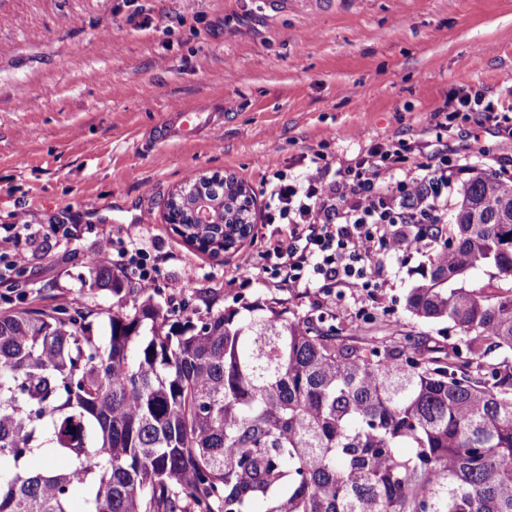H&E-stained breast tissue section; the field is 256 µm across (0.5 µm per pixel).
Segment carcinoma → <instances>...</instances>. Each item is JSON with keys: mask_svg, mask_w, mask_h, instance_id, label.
Instances as JSON below:
<instances>
[{"mask_svg": "<svg viewBox=\"0 0 512 512\" xmlns=\"http://www.w3.org/2000/svg\"><path fill=\"white\" fill-rule=\"evenodd\" d=\"M187 188L185 242L249 236L232 185ZM454 210L406 306L464 351L271 303L166 309L104 255L112 307L1 310L0 512H512V180L471 169ZM480 265L496 280L459 285Z\"/></svg>", "mask_w": 512, "mask_h": 512, "instance_id": "carcinoma-1", "label": "carcinoma"}]
</instances>
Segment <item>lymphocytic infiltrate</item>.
Listing matches in <instances>:
<instances>
[{"label":"lymphocytic infiltrate","mask_w":512,"mask_h":512,"mask_svg":"<svg viewBox=\"0 0 512 512\" xmlns=\"http://www.w3.org/2000/svg\"><path fill=\"white\" fill-rule=\"evenodd\" d=\"M410 150L394 135L354 164L332 167L316 151L309 157L315 175L274 176L265 189L268 246L259 262L236 268L231 284L246 288L270 273L298 296L336 309L352 290L358 313H370L382 286L381 257L428 249L443 232L448 191L464 171L444 148L406 168ZM100 251L115 253L117 267L140 286L154 287L155 270L140 242L119 245L107 238Z\"/></svg>","instance_id":"lymphocytic-infiltrate-1"}]
</instances>
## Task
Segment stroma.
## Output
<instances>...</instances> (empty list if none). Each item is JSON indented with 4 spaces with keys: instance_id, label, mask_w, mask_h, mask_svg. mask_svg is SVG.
Returning <instances> with one entry per match:
<instances>
[{
    "instance_id": "obj_1",
    "label": "stroma",
    "mask_w": 512,
    "mask_h": 512,
    "mask_svg": "<svg viewBox=\"0 0 512 512\" xmlns=\"http://www.w3.org/2000/svg\"><path fill=\"white\" fill-rule=\"evenodd\" d=\"M475 93L500 122L456 115L448 149L479 139L487 156L466 154L465 165L511 178L500 145L512 131V0H0V225L24 214L34 252L0 283V309L111 307L87 268L109 236L145 244L163 307L261 301L319 314L269 275L229 283L266 248V178L307 173L319 148L346 163L395 132L429 140L431 113ZM179 102L223 109L222 128L156 142L162 112ZM202 172L235 175L256 200L251 237L219 259L163 218L168 195ZM428 264L424 253L387 259L373 317L355 319L348 303L327 323L355 338L464 345L453 323L406 308Z\"/></svg>"
}]
</instances>
